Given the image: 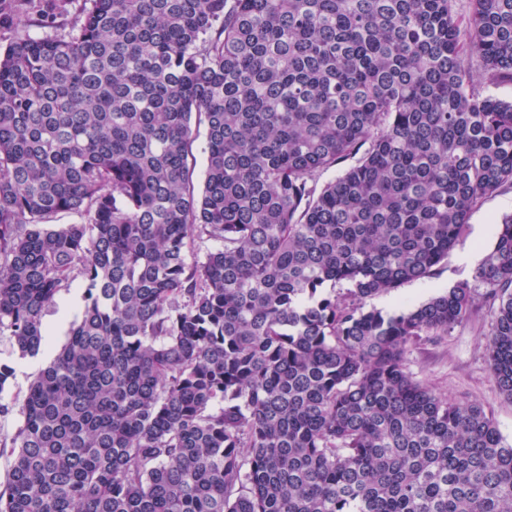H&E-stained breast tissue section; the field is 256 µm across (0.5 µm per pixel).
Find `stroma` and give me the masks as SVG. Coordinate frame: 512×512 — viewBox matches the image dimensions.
<instances>
[{
	"label": "stroma",
	"instance_id": "1",
	"mask_svg": "<svg viewBox=\"0 0 512 512\" xmlns=\"http://www.w3.org/2000/svg\"><path fill=\"white\" fill-rule=\"evenodd\" d=\"M510 213L512 188L504 187L487 196L472 212L463 242L449 253L431 278L409 282L379 295L371 299V307L393 312L404 303H421L457 283L473 282L477 265L494 243L497 222ZM84 288L83 281H74L46 309L43 322L52 339L37 356L20 357L7 338H0V362L9 363L15 369L9 386L0 394V401L11 406L9 413L0 414V440L13 435L21 420L20 410L30 383L66 342L71 323L82 312ZM490 316L487 303L477 301L468 321L455 327L449 336L414 350L408 357L407 367L416 379L439 392L490 408L500 432L512 441V403L500 394L485 358Z\"/></svg>",
	"mask_w": 512,
	"mask_h": 512
}]
</instances>
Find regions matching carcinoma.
Listing matches in <instances>:
<instances>
[{
    "mask_svg": "<svg viewBox=\"0 0 512 512\" xmlns=\"http://www.w3.org/2000/svg\"><path fill=\"white\" fill-rule=\"evenodd\" d=\"M454 2L0 0V335L38 355L86 282L0 512H512L493 413L406 366L474 289L366 308L512 186V100L467 64L512 83V0ZM474 278L512 402V214ZM468 64L471 72L478 80L479 84H481L486 92L497 95L498 97L506 100L512 99V83H501L497 85H492L486 83V80L482 76V70L479 65V61L477 58L470 56L468 59ZM192 129L193 135L195 137V141L193 143V155L196 160L195 183L197 186H200L202 185L204 180L206 159L205 149L207 147V129L203 124L200 126H195L193 124Z\"/></svg>",
    "mask_w": 512,
    "mask_h": 512,
    "instance_id": "carcinoma-1",
    "label": "carcinoma"
}]
</instances>
